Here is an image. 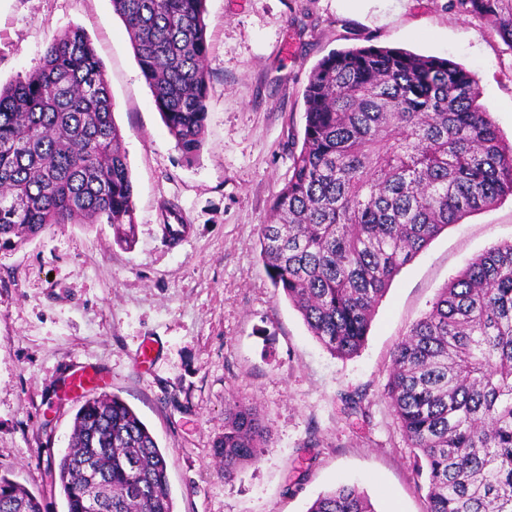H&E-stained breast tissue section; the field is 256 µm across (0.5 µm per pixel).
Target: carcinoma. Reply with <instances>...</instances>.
<instances>
[{
	"label": "carcinoma",
	"instance_id": "obj_1",
	"mask_svg": "<svg viewBox=\"0 0 512 512\" xmlns=\"http://www.w3.org/2000/svg\"><path fill=\"white\" fill-rule=\"evenodd\" d=\"M205 0H112L169 134L187 155L206 129ZM512 48V0H455ZM472 74L446 58L373 45L332 50L303 93L292 176L262 225L273 286L334 356L363 347L395 276L451 224L512 197V146ZM134 187L105 71L71 27L40 65L0 84V252L55 224H110L135 241ZM387 398L427 487L426 512H512V242L439 289L392 355ZM265 428L235 399L213 458L226 480L260 462ZM67 512H174L164 454L119 396L91 397L54 464ZM0 512H44L0 475ZM307 512H375L359 487Z\"/></svg>",
	"mask_w": 512,
	"mask_h": 512
}]
</instances>
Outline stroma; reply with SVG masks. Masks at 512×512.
Wrapping results in <instances>:
<instances>
[{"mask_svg": "<svg viewBox=\"0 0 512 512\" xmlns=\"http://www.w3.org/2000/svg\"><path fill=\"white\" fill-rule=\"evenodd\" d=\"M205 140L187 156L170 136L112 0H0V84L38 67L46 45L82 28L105 70L134 185L137 233L57 224L0 252V473L67 512L50 464L85 399L131 406L168 462L174 512H306L357 483L376 512H425L426 489L384 394L392 352L442 288L488 247L512 242V200L451 225L394 278L362 351L330 354L278 292L259 236L302 144L303 91L332 50L406 49L459 63L512 143V48L453 0H206ZM179 209L190 226L164 234ZM152 341L151 359L137 356ZM96 384L73 392L70 372ZM364 412L347 414L345 394ZM268 429L256 465L224 481L212 458L232 399Z\"/></svg>", "mask_w": 512, "mask_h": 512, "instance_id": "stroma-1", "label": "stroma"}]
</instances>
